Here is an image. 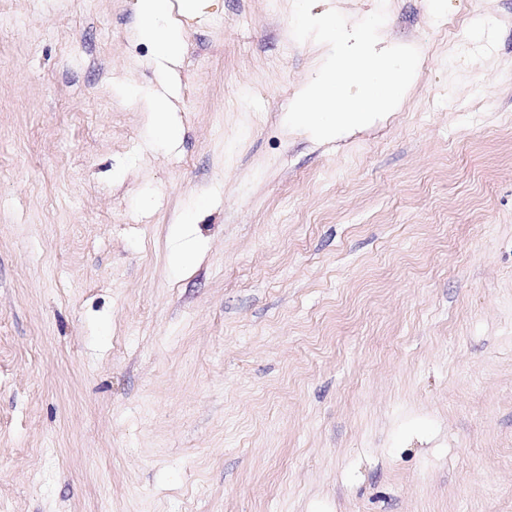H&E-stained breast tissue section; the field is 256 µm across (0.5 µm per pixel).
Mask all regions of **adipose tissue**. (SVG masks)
Listing matches in <instances>:
<instances>
[{
    "mask_svg": "<svg viewBox=\"0 0 512 512\" xmlns=\"http://www.w3.org/2000/svg\"><path fill=\"white\" fill-rule=\"evenodd\" d=\"M206 0H138V37L159 47L163 72L175 71L181 64L182 44L177 26L170 17L173 11L187 17L202 15Z\"/></svg>",
    "mask_w": 512,
    "mask_h": 512,
    "instance_id": "1",
    "label": "adipose tissue"
}]
</instances>
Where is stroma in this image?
I'll use <instances>...</instances> for the list:
<instances>
[{"label":"stroma","mask_w":512,"mask_h":512,"mask_svg":"<svg viewBox=\"0 0 512 512\" xmlns=\"http://www.w3.org/2000/svg\"><path fill=\"white\" fill-rule=\"evenodd\" d=\"M136 4L0 0V512H512V0L328 142L292 0L172 15V145ZM171 94L167 91L152 93L144 102L143 106L153 117V133L156 137L176 141L173 132L176 128L174 113L175 106L171 101Z\"/></svg>","instance_id":"obj_1"}]
</instances>
